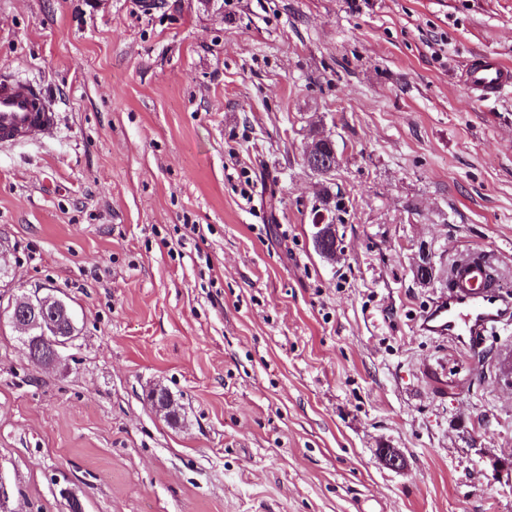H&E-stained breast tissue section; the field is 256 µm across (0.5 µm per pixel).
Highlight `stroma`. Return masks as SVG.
<instances>
[{"label": "stroma", "mask_w": 512, "mask_h": 512, "mask_svg": "<svg viewBox=\"0 0 512 512\" xmlns=\"http://www.w3.org/2000/svg\"><path fill=\"white\" fill-rule=\"evenodd\" d=\"M479 55L512 66V0H0V77L58 112L0 147V294L78 331L44 366L0 324L10 512H512V324L470 355L415 326L471 251L512 294V89L468 93ZM304 156L305 163L311 172L324 178L333 176L340 165V158L337 153L336 165L334 163L330 164L329 162L322 164L321 155L318 152L317 141L307 145Z\"/></svg>", "instance_id": "35a3bbf8"}]
</instances>
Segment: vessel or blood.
I'll list each match as a JSON object with an SVG mask.
<instances>
[{
    "mask_svg": "<svg viewBox=\"0 0 512 512\" xmlns=\"http://www.w3.org/2000/svg\"><path fill=\"white\" fill-rule=\"evenodd\" d=\"M470 94L487 100L512 88V68L494 58L466 72ZM57 114L44 87L22 76L0 77V144L22 143L54 134ZM512 321V297L494 282L485 260L465 257L452 272V284L418 318L424 335L473 351L498 326Z\"/></svg>",
    "mask_w": 512,
    "mask_h": 512,
    "instance_id": "b4317fda",
    "label": "vessel or blood"
}]
</instances>
